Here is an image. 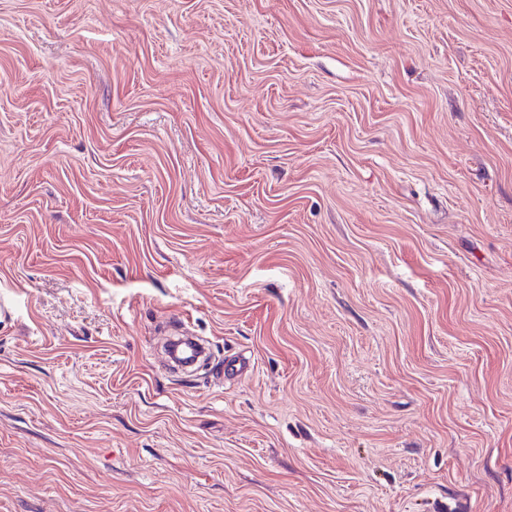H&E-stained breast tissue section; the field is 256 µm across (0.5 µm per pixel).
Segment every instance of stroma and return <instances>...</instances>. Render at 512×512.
<instances>
[{"label": "stroma", "instance_id": "stroma-1", "mask_svg": "<svg viewBox=\"0 0 512 512\" xmlns=\"http://www.w3.org/2000/svg\"><path fill=\"white\" fill-rule=\"evenodd\" d=\"M0 512H512V0H0Z\"/></svg>", "mask_w": 512, "mask_h": 512}]
</instances>
